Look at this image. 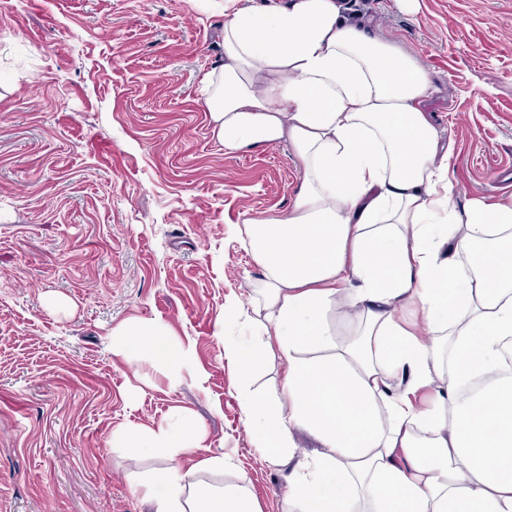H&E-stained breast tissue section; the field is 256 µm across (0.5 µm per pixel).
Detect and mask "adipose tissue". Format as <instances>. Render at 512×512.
Here are the masks:
<instances>
[{
	"instance_id": "1",
	"label": "adipose tissue",
	"mask_w": 512,
	"mask_h": 512,
	"mask_svg": "<svg viewBox=\"0 0 512 512\" xmlns=\"http://www.w3.org/2000/svg\"><path fill=\"white\" fill-rule=\"evenodd\" d=\"M222 46L200 78L212 137L288 144L302 172L288 210L241 230L262 279L252 340L224 354L243 378L265 353L285 363L281 399L241 388L245 428L271 464L294 460L299 512H512V198L456 209L428 72L343 0H224ZM119 334L172 376L193 366L163 324ZM298 428L314 456L296 458ZM198 441L191 425L115 437L168 459L138 484L152 512H260L223 480L229 459L183 466Z\"/></svg>"
}]
</instances>
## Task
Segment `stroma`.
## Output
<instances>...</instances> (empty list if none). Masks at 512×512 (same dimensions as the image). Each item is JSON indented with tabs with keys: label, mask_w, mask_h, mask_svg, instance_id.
<instances>
[{
	"label": "stroma",
	"mask_w": 512,
	"mask_h": 512,
	"mask_svg": "<svg viewBox=\"0 0 512 512\" xmlns=\"http://www.w3.org/2000/svg\"><path fill=\"white\" fill-rule=\"evenodd\" d=\"M429 72L457 206L512 196V0H347ZM223 0H0V512H151L164 457L113 447L185 412L261 512H289V465L242 425L224 339L247 335L261 270L244 218L287 210V146L225 154L198 83L218 68ZM242 300L236 322L228 300ZM193 350L179 380L113 353L129 323ZM205 381H197L195 371Z\"/></svg>",
	"instance_id": "35a3bbf8"
}]
</instances>
